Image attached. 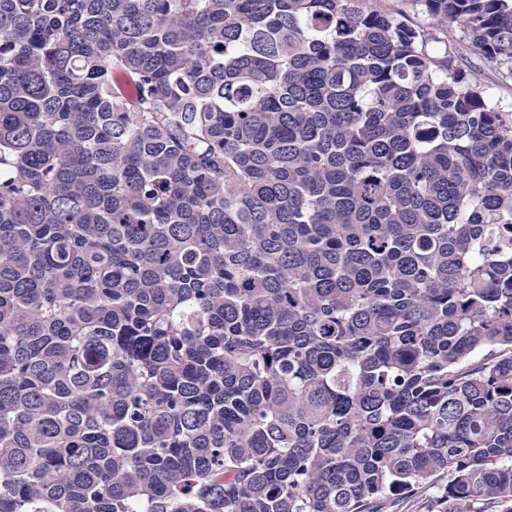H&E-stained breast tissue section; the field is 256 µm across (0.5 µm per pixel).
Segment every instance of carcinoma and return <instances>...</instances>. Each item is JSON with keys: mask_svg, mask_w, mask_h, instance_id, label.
<instances>
[{"mask_svg": "<svg viewBox=\"0 0 512 512\" xmlns=\"http://www.w3.org/2000/svg\"><path fill=\"white\" fill-rule=\"evenodd\" d=\"M0 0V512H512V0ZM119 73L121 87L112 79ZM369 5L373 8L398 15L403 13L408 23L414 26H426L429 24V17L422 12L421 7L416 5L413 0H369ZM462 30L456 23L448 24V44L459 45L462 59L459 66L468 79H476L486 91L487 97L503 112L512 113V78L505 77L504 69L486 61L474 52ZM445 481H439L433 485L419 489L417 493L405 495H393L391 508L384 509L385 512H437L440 510L438 500L441 494L440 484Z\"/></svg>", "mask_w": 512, "mask_h": 512, "instance_id": "cac0c4a2", "label": "carcinoma"}]
</instances>
